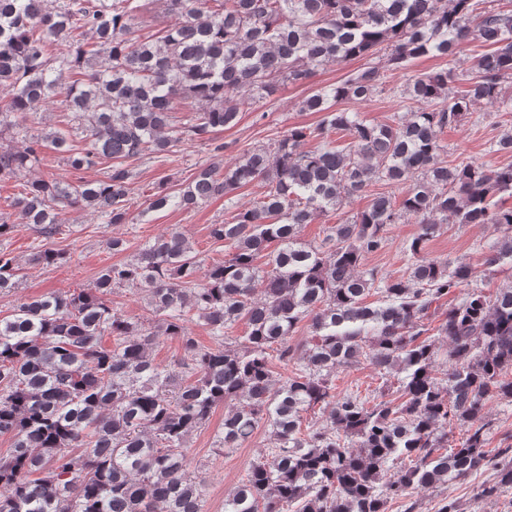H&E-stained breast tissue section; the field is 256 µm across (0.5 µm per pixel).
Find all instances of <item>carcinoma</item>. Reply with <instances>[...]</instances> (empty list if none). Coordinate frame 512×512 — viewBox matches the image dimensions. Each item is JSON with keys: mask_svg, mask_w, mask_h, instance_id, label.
I'll use <instances>...</instances> for the list:
<instances>
[{"mask_svg": "<svg viewBox=\"0 0 512 512\" xmlns=\"http://www.w3.org/2000/svg\"><path fill=\"white\" fill-rule=\"evenodd\" d=\"M181 18L155 34H135L140 0H0V132L28 133L17 117L61 96L85 132L73 151L70 133L32 136L27 147H0V179L38 163L45 145L68 153L79 168L112 162L106 176L73 185L34 179L14 205L21 222L0 219V241L20 228L49 239L70 208L92 209L112 224L129 222L127 197L135 160L167 151L236 123L239 105L270 96L279 80L302 84L316 67L382 50L401 67L432 55L453 58L471 37L486 50L460 96L447 94L448 72L412 76L404 94L420 105L392 122L366 124L357 112L333 109L363 102L379 80L367 68L305 101L324 113L312 131L290 128L273 148H257L219 174L202 169L184 190L162 189L149 208L195 207L253 182L258 205L212 227L232 256L199 275L200 261L177 232L154 239L137 257L103 269L85 288L25 300L0 318V435L13 438L0 457V512H206L201 482L186 473L189 437L215 407L224 414L215 447L243 446L259 427L271 456L253 460L247 479L224 500V512H386L415 487H437L485 464L496 481L477 497L512 486V454L489 459L481 422L490 396L512 398V285L493 296L469 293L448 308L437 334L451 365L434 376L433 343L419 340L438 299L468 281L466 260L449 266L423 255L444 224H493L500 246L486 266L512 259V164L494 170L450 166L439 159L438 132L460 123L471 103L499 102L512 112L503 83L512 79V10L480 11V0H164ZM67 50L51 54V43ZM243 93L240 103L228 91ZM201 106L178 126L173 102ZM346 132L347 146L328 140ZM318 137L313 150L301 141ZM403 185L400 202L379 194L350 220L332 227L329 253L298 242V229L342 205L372 182ZM419 218L405 279H389L364 261L387 245V226L401 213ZM264 259L261 265L258 259ZM18 266L0 248V291L16 284ZM120 286L146 292L155 325L114 311L108 295ZM379 304L365 302L371 291ZM199 319L224 345L208 348L187 332ZM313 334L303 365L272 384L271 364L286 366L298 323ZM244 320L247 334L227 330ZM110 336L105 347L102 338ZM161 336L181 339L187 372L161 366L149 349ZM366 358L378 371L403 373L404 401L369 404L336 395V369ZM330 408L326 426L306 431L303 412ZM466 426L448 446V422ZM354 439L358 451L349 450ZM403 464L386 479L389 465Z\"/></svg>", "mask_w": 512, "mask_h": 512, "instance_id": "obj_1", "label": "carcinoma"}]
</instances>
